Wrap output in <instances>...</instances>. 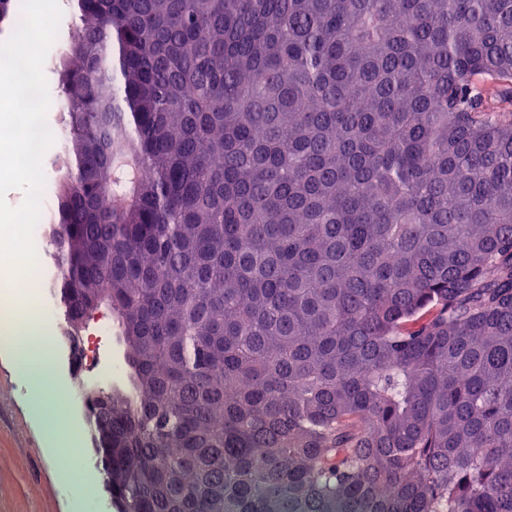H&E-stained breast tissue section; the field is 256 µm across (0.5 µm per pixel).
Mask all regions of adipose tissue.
Masks as SVG:
<instances>
[{"mask_svg": "<svg viewBox=\"0 0 512 512\" xmlns=\"http://www.w3.org/2000/svg\"><path fill=\"white\" fill-rule=\"evenodd\" d=\"M18 302L24 310V323L6 328L12 336L11 350L15 367L28 381L32 392L28 399L29 412L43 436V451L56 458L77 457L82 429L60 398V390L51 370L53 330L43 315L36 290L21 291Z\"/></svg>", "mask_w": 512, "mask_h": 512, "instance_id": "ef3b65f1", "label": "adipose tissue"}]
</instances>
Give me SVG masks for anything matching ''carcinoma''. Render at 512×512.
Here are the masks:
<instances>
[{"instance_id": "cac0c4a2", "label": "carcinoma", "mask_w": 512, "mask_h": 512, "mask_svg": "<svg viewBox=\"0 0 512 512\" xmlns=\"http://www.w3.org/2000/svg\"><path fill=\"white\" fill-rule=\"evenodd\" d=\"M50 242L123 512H512V0H75Z\"/></svg>"}]
</instances>
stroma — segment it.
Returning a JSON list of instances; mask_svg holds the SVG:
<instances>
[{
  "mask_svg": "<svg viewBox=\"0 0 512 512\" xmlns=\"http://www.w3.org/2000/svg\"><path fill=\"white\" fill-rule=\"evenodd\" d=\"M82 337L94 341L97 365L92 372L74 377L67 351L56 349L53 376L60 387L78 396L95 387L124 386L127 348L111 313L97 311ZM27 403V383L0 339V512H70L69 493L41 449Z\"/></svg>",
  "mask_w": 512,
  "mask_h": 512,
  "instance_id": "stroma-1",
  "label": "stroma"
}]
</instances>
